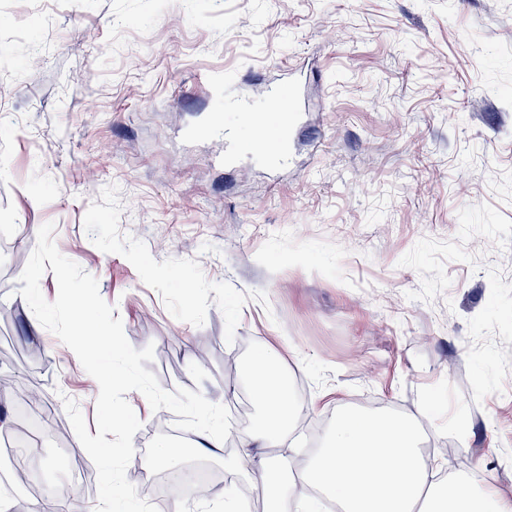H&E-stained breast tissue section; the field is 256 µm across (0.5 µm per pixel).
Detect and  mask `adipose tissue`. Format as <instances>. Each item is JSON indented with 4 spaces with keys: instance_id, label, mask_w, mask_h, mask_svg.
<instances>
[{
    "instance_id": "obj_1",
    "label": "adipose tissue",
    "mask_w": 512,
    "mask_h": 512,
    "mask_svg": "<svg viewBox=\"0 0 512 512\" xmlns=\"http://www.w3.org/2000/svg\"><path fill=\"white\" fill-rule=\"evenodd\" d=\"M279 357L265 351L249 367L259 424L242 434L243 461L235 476L255 489L266 512H285L288 498L305 501V512H319L327 499L341 512H512V498L489 480L454 473L438 481L423 455L416 421L390 414H339L322 445L303 467L262 451L285 446L293 403L278 379Z\"/></svg>"
}]
</instances>
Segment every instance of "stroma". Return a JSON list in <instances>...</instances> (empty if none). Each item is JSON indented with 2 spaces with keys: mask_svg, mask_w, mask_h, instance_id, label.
Listing matches in <instances>:
<instances>
[{
  "mask_svg": "<svg viewBox=\"0 0 512 512\" xmlns=\"http://www.w3.org/2000/svg\"><path fill=\"white\" fill-rule=\"evenodd\" d=\"M288 83L304 107L287 161L225 163L217 90L234 105ZM46 223L130 344L153 346L164 390L235 393L231 444L203 460L224 481L182 497L189 512L258 497L230 464L264 350L301 382L295 465L337 414L374 406L512 494V0H0V374L16 379L0 416L19 425L39 385L56 418L31 447L43 498L92 463L64 398L93 433L99 394L29 331L19 279ZM126 400L127 478L167 512L141 476L160 475V441L201 461L182 449L197 435Z\"/></svg>",
  "mask_w": 512,
  "mask_h": 512,
  "instance_id": "stroma-1",
  "label": "stroma"
}]
</instances>
